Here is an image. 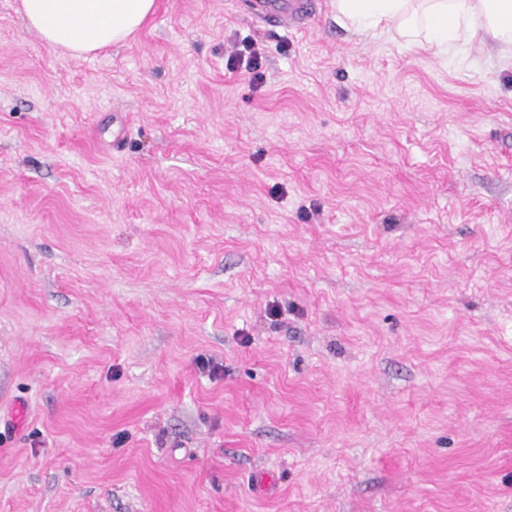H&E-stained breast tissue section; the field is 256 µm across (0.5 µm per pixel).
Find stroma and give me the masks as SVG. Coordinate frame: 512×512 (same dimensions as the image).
I'll return each mask as SVG.
<instances>
[{"mask_svg":"<svg viewBox=\"0 0 512 512\" xmlns=\"http://www.w3.org/2000/svg\"><path fill=\"white\" fill-rule=\"evenodd\" d=\"M240 2L0 0V512H512V66ZM155 0H20L18 12L41 40L72 56L125 41L155 9ZM309 0H248V10L256 21L277 27L299 20L309 9ZM242 50L235 52L230 56L227 66L230 70H235L238 65H242L245 61V70L253 74V79H261V73H258L261 63V51L252 44H246Z\"/></svg>","mask_w":512,"mask_h":512,"instance_id":"35a3bbf8","label":"stroma"}]
</instances>
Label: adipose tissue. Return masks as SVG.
<instances>
[{
    "label": "adipose tissue",
    "mask_w": 512,
    "mask_h": 512,
    "mask_svg": "<svg viewBox=\"0 0 512 512\" xmlns=\"http://www.w3.org/2000/svg\"><path fill=\"white\" fill-rule=\"evenodd\" d=\"M156 0H20L19 11L41 40L74 56L125 41ZM336 20L357 36L398 37L438 54L493 39L512 65V0H332Z\"/></svg>",
    "instance_id": "adipose-tissue-1"
}]
</instances>
